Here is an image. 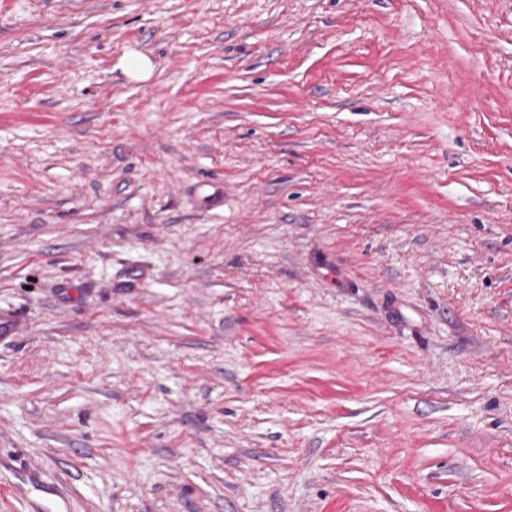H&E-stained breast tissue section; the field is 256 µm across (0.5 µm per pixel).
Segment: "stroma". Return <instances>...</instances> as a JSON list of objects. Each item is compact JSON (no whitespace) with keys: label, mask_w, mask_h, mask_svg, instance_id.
Instances as JSON below:
<instances>
[{"label":"stroma","mask_w":512,"mask_h":512,"mask_svg":"<svg viewBox=\"0 0 512 512\" xmlns=\"http://www.w3.org/2000/svg\"><path fill=\"white\" fill-rule=\"evenodd\" d=\"M1 314L49 512H512V0H0ZM122 68L128 78L140 81L150 76L154 63L148 55L139 51H130L122 61Z\"/></svg>","instance_id":"1"}]
</instances>
